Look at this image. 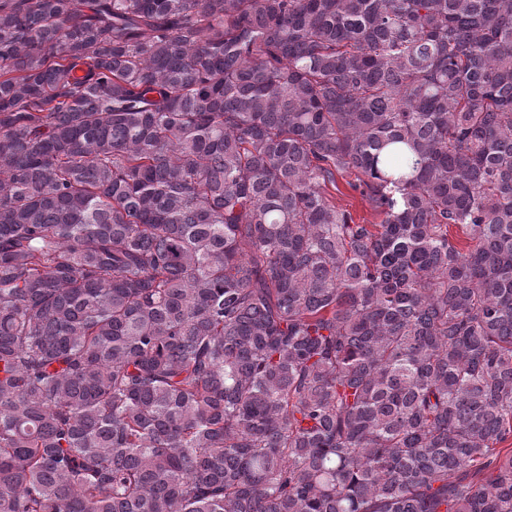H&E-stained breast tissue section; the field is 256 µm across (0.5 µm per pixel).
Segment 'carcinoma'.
I'll return each instance as SVG.
<instances>
[{
  "instance_id": "cac0c4a2",
  "label": "carcinoma",
  "mask_w": 512,
  "mask_h": 512,
  "mask_svg": "<svg viewBox=\"0 0 512 512\" xmlns=\"http://www.w3.org/2000/svg\"><path fill=\"white\" fill-rule=\"evenodd\" d=\"M511 437L512 0H0V512H512ZM354 176L344 175L343 177H337V186L339 191L332 194L336 197V205L346 207L351 211L353 216L357 219L365 218L366 224H377L380 221V217L373 214L368 208V205L362 201L359 192L353 191L348 185V181H353Z\"/></svg>"
}]
</instances>
